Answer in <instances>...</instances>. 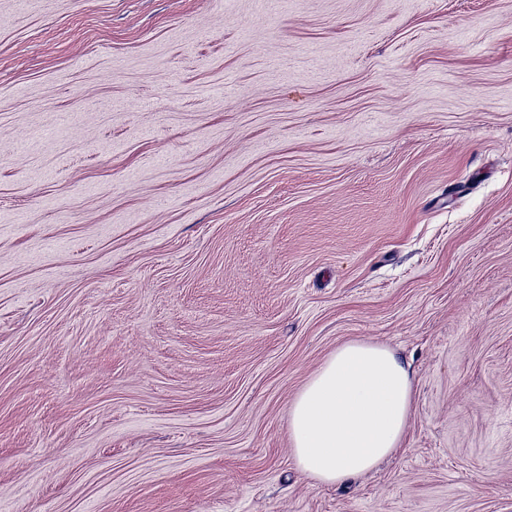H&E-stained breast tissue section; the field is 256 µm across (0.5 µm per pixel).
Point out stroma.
Masks as SVG:
<instances>
[{"instance_id": "obj_1", "label": "stroma", "mask_w": 512, "mask_h": 512, "mask_svg": "<svg viewBox=\"0 0 512 512\" xmlns=\"http://www.w3.org/2000/svg\"><path fill=\"white\" fill-rule=\"evenodd\" d=\"M352 340L416 408L317 485ZM0 512H512V0H0ZM415 403L412 371L394 349L345 343L291 402V453L316 483L346 486L404 448Z\"/></svg>"}]
</instances>
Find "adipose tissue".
<instances>
[{
    "mask_svg": "<svg viewBox=\"0 0 512 512\" xmlns=\"http://www.w3.org/2000/svg\"><path fill=\"white\" fill-rule=\"evenodd\" d=\"M414 377L391 347H338L288 410L291 453L316 483L342 487L398 453L415 409Z\"/></svg>",
    "mask_w": 512,
    "mask_h": 512,
    "instance_id": "1",
    "label": "adipose tissue"
}]
</instances>
